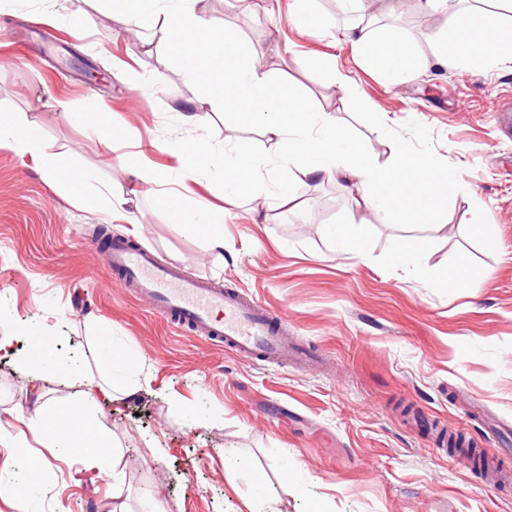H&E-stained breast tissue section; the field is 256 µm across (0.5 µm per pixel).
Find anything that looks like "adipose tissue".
I'll use <instances>...</instances> for the list:
<instances>
[{
    "instance_id": "ef3b65f1",
    "label": "adipose tissue",
    "mask_w": 512,
    "mask_h": 512,
    "mask_svg": "<svg viewBox=\"0 0 512 512\" xmlns=\"http://www.w3.org/2000/svg\"><path fill=\"white\" fill-rule=\"evenodd\" d=\"M418 2L422 10L445 18L443 43L431 59L416 56L399 29L366 24L369 0H340L356 16L347 36L368 66L389 74L403 69L417 73L433 63L512 62V25L501 15L475 16L454 8L450 0ZM112 19L134 36L151 30L153 38L142 41V51L161 46L171 58L187 62L191 75L207 86L209 105L233 117L224 126L223 147L200 139L178 142L176 174L146 164L135 168L140 186L153 191L172 182L181 189L206 171L218 170L224 207L186 203L179 192L162 200L172 223L204 237L211 247L223 248L224 209L242 198L268 201L298 214L286 180L269 186L261 182L260 171L270 167L282 174L293 171L341 184L354 193L363 214L392 224H409L426 214L428 192L448 196V173L434 157L400 146L389 163L378 164L332 112L305 96L287 76L273 77L265 57L251 52L236 33L211 16L206 0H112ZM241 121L260 128L274 144L273 158L254 155L238 140ZM0 149L15 151L23 164L44 171L74 205L101 206L111 213L122 211L127 203L111 189H91L88 174L76 168L70 153L46 154L27 118L0 113ZM111 344V337L98 339L106 376L93 383V399L110 403L150 392V378L128 380L130 360ZM25 426L34 437L49 438L62 454L76 457L89 469L104 470L114 451L111 431L99 424L81 398L40 406Z\"/></svg>"
}]
</instances>
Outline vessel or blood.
<instances>
[{
    "label": "vessel or blood",
    "instance_id": "vessel-or-blood-1",
    "mask_svg": "<svg viewBox=\"0 0 512 512\" xmlns=\"http://www.w3.org/2000/svg\"><path fill=\"white\" fill-rule=\"evenodd\" d=\"M102 256L109 268L123 273L124 287L150 301L160 315L224 343L239 355L282 366L316 358L309 347L289 341L287 318L258 299L191 276L119 239L111 240Z\"/></svg>",
    "mask_w": 512,
    "mask_h": 512
}]
</instances>
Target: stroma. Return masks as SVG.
Returning a JSON list of instances; mask_svg holds the SVG:
<instances>
[{
  "label": "stroma",
  "mask_w": 512,
  "mask_h": 512,
  "mask_svg": "<svg viewBox=\"0 0 512 512\" xmlns=\"http://www.w3.org/2000/svg\"><path fill=\"white\" fill-rule=\"evenodd\" d=\"M252 4L249 14L225 0L208 8L259 54L290 43L292 53L269 68L336 111L376 160L401 144L425 151L456 191L421 223H361L340 185L294 178L303 222L278 210L257 222L245 199L224 215L223 251H210L170 223L152 194H136L123 161L149 137L222 144L223 111L184 125L183 110L204 99L201 85L176 73L165 49L142 53L119 33L106 0H7L0 112L25 113L46 152H72L79 168L133 199L122 214L75 207L0 150V336L16 339L13 354L0 356V512H28L30 455L50 475L38 512H140L154 496L165 512H512V483L492 485L467 455L475 448L512 471V63L436 65L395 84L337 39L350 23L338 0H314L329 20L323 36L301 34L264 0ZM48 10L56 20L44 19ZM370 12L400 26L418 54L440 45V17L414 0H372ZM75 13L90 23L70 26ZM323 53L356 81L361 109H343L311 66ZM152 72L167 75L163 88L136 85ZM62 100L79 110L106 103L122 138L107 146L68 123ZM476 202L478 234L465 224ZM331 224L362 234L363 259L340 254ZM100 228L285 314L318 364L257 363L175 331L106 267L94 246ZM402 238L415 242L414 262L395 261ZM461 262L467 287H432L431 277ZM104 328L129 353L130 373L153 380L152 392L96 410L121 448L117 500L108 474L60 456L49 441L14 445L23 417L43 402H68L84 378L100 376L95 340ZM36 336L54 344L38 380L23 364Z\"/></svg>",
  "instance_id": "1"
}]
</instances>
